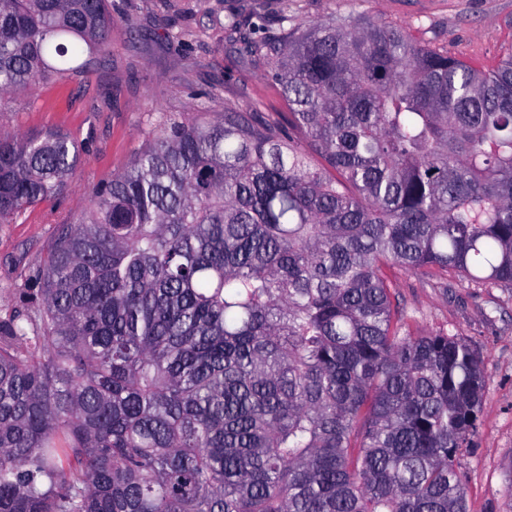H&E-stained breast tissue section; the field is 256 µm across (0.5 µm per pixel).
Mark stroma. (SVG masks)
I'll return each mask as SVG.
<instances>
[{
	"label": "stroma",
	"mask_w": 512,
	"mask_h": 512,
	"mask_svg": "<svg viewBox=\"0 0 512 512\" xmlns=\"http://www.w3.org/2000/svg\"><path fill=\"white\" fill-rule=\"evenodd\" d=\"M287 6L299 26L353 12L403 27L418 43L489 71L512 50V0H112V42L80 73L0 97V131L59 130L76 140L80 162L64 193L0 224V320L24 311L48 245L91 206L145 147L165 113L233 105L287 123L288 106L266 66L228 31V11L274 14ZM182 35L168 40V21ZM391 301L422 333L470 341L484 360L478 427L458 465L468 512H512V288L449 274L393 269Z\"/></svg>",
	"instance_id": "1"
}]
</instances>
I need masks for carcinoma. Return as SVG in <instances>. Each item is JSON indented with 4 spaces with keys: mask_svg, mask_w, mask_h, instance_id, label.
Returning a JSON list of instances; mask_svg holds the SVG:
<instances>
[{
    "mask_svg": "<svg viewBox=\"0 0 512 512\" xmlns=\"http://www.w3.org/2000/svg\"><path fill=\"white\" fill-rule=\"evenodd\" d=\"M227 26L288 126L162 116L0 322V512H467L486 382L395 317L386 266L512 286V51L284 7ZM108 0H0V95L83 68ZM60 131L0 133V223L62 193Z\"/></svg>",
    "mask_w": 512,
    "mask_h": 512,
    "instance_id": "carcinoma-1",
    "label": "carcinoma"
}]
</instances>
